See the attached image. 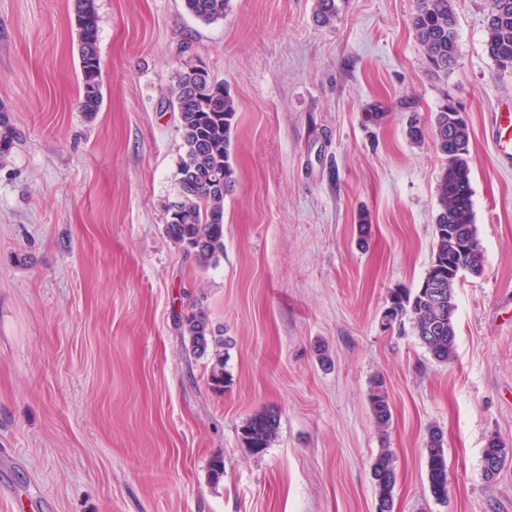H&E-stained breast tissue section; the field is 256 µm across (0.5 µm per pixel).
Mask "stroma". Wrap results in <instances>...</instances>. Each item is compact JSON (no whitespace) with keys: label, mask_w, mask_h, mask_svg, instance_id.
I'll use <instances>...</instances> for the list:
<instances>
[{"label":"stroma","mask_w":512,"mask_h":512,"mask_svg":"<svg viewBox=\"0 0 512 512\" xmlns=\"http://www.w3.org/2000/svg\"><path fill=\"white\" fill-rule=\"evenodd\" d=\"M72 3L0 0V109L17 132L0 157V512H376L383 448L393 512H512V464L490 483L482 463L490 435L512 442V171L488 135L512 75L486 52L487 0H453L445 74L415 36L417 0H336L328 26L316 0H230L210 24L182 0H96L93 115ZM187 53L238 104L224 255L205 269L165 232ZM450 102L470 126L485 263L457 285L456 357L440 364L380 320L424 277L440 208L444 160L408 124ZM195 306L224 338L226 392L188 349ZM267 408L279 429L257 454L241 428ZM369 403L377 426L384 430L390 423L391 409L389 395L384 387L383 381L372 383L369 393ZM443 445L441 430L430 429L424 450L430 492L437 500H443L448 496V467ZM371 475L376 490V512H393L396 471L393 458L386 448L381 449L374 458Z\"/></svg>","instance_id":"35a3bbf8"}]
</instances>
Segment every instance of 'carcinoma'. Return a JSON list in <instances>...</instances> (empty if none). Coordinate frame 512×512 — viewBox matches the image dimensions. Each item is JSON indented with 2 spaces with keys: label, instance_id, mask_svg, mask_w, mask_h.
<instances>
[{
  "label": "carcinoma",
  "instance_id": "1",
  "mask_svg": "<svg viewBox=\"0 0 512 512\" xmlns=\"http://www.w3.org/2000/svg\"><path fill=\"white\" fill-rule=\"evenodd\" d=\"M188 14L204 23L224 18L229 0H183ZM74 19L79 31L80 109L100 111L103 94L98 57V14L96 0H73ZM337 13L336 0H316L315 18L331 24ZM411 24L428 63L436 72H448L457 63L456 17L452 0H418ZM485 46L499 71L512 69V0H488ZM169 102L177 109L184 155L176 184L181 196V221L165 225L166 234L182 246L201 267L217 263L224 255V198L235 183L231 141L237 103L230 89L213 78L197 73L193 59L181 63L170 87ZM16 132L0 113V154L12 145ZM431 138L445 165L437 185L440 209L434 225V248L429 268L416 291H393L389 295V326L410 320L415 336L433 360L448 364L456 353L455 288L464 273L479 275L484 255L474 224L473 189L468 163L470 127L451 103L435 113ZM223 174L224 184L209 179ZM439 283L440 297L433 298L428 283ZM184 333L194 355L212 360L209 383L216 391L228 386L221 339L213 336L209 319L202 311L184 316ZM369 403L374 420L385 429L391 420L389 395L383 382L372 383ZM278 412L267 409L254 414L241 430L242 440L256 453L274 441L279 428ZM425 455L432 496H448V467L443 434L428 431ZM512 447L500 438L490 440L483 450L484 476L492 481L500 474ZM371 475L376 490V512H393L396 471L393 458L383 448L374 458Z\"/></svg>",
  "mask_w": 512,
  "mask_h": 512
}]
</instances>
